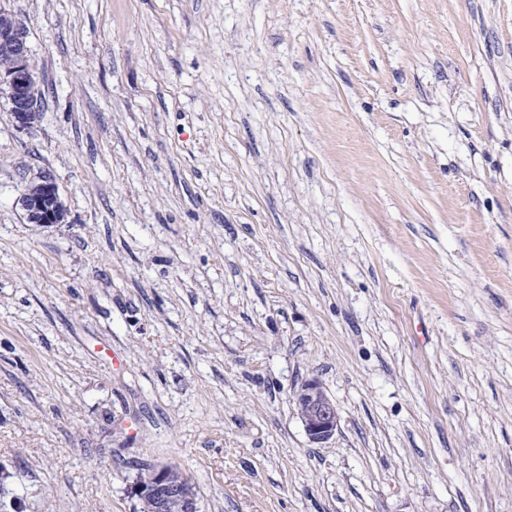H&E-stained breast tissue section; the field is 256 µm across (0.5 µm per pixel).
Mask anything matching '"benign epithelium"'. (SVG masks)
Instances as JSON below:
<instances>
[{"mask_svg": "<svg viewBox=\"0 0 512 512\" xmlns=\"http://www.w3.org/2000/svg\"><path fill=\"white\" fill-rule=\"evenodd\" d=\"M6 98L15 126L31 130L36 125L38 88L31 65L26 28L12 12L0 6V98ZM28 223L51 226L66 223V209L57 183L40 172L26 184L18 199ZM294 401L309 441L328 442L338 428V412L322 385L312 379L295 392ZM136 491L156 503V512H200L187 475L173 465H162Z\"/></svg>", "mask_w": 512, "mask_h": 512, "instance_id": "benign-epithelium-1", "label": "benign epithelium"}]
</instances>
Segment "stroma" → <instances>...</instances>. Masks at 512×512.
<instances>
[{
  "instance_id": "obj_1",
  "label": "stroma",
  "mask_w": 512,
  "mask_h": 512,
  "mask_svg": "<svg viewBox=\"0 0 512 512\" xmlns=\"http://www.w3.org/2000/svg\"><path fill=\"white\" fill-rule=\"evenodd\" d=\"M0 4V512H512V0ZM0 98L8 103L15 126L32 130L36 125L38 88L31 65L26 28L12 12L0 6ZM28 223L51 226L66 223V209L57 183L48 173L40 172L26 184L18 199ZM294 401L309 441L327 443L338 428V412L333 400L317 380L305 381L295 392ZM152 467L138 473L136 482H146L138 485L136 491L154 500L156 512H200L198 499L187 475L173 465H162L154 470L150 478ZM152 499L139 497L140 512H155Z\"/></svg>"
}]
</instances>
